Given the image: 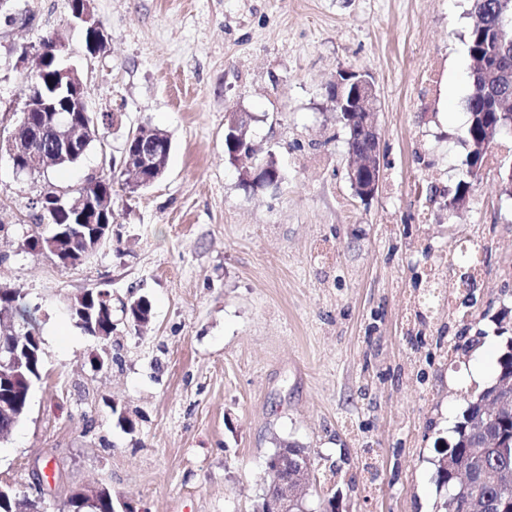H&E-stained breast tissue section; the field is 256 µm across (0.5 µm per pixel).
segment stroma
I'll return each mask as SVG.
<instances>
[{"label":"stroma","mask_w":512,"mask_h":512,"mask_svg":"<svg viewBox=\"0 0 512 512\" xmlns=\"http://www.w3.org/2000/svg\"><path fill=\"white\" fill-rule=\"evenodd\" d=\"M107 47L86 55L70 0H15L0 15V134L27 95L21 45L67 44L98 135L76 166L15 173L0 158V287L35 308L46 379L0 440V485L34 467L56 502L108 487L137 512H254L279 442L308 448L304 501L323 512H445L443 442L491 384L512 337V197L498 139L469 202L448 212L468 148L471 0H91ZM376 85L381 182L350 187L346 129L327 107L339 71ZM250 113L278 186L224 159V116ZM165 131V175L114 183L110 238L81 265L22 250L35 201L77 190L129 132ZM478 250L482 278L460 284ZM112 295L110 340L70 318ZM152 303L148 327L123 301ZM133 420L119 423L117 410Z\"/></svg>","instance_id":"stroma-1"}]
</instances>
